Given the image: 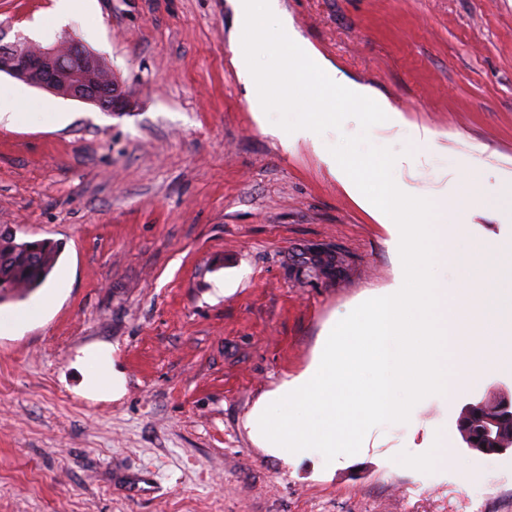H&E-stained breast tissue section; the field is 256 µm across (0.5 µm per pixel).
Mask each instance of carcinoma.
Listing matches in <instances>:
<instances>
[{
    "label": "carcinoma",
    "instance_id": "carcinoma-1",
    "mask_svg": "<svg viewBox=\"0 0 512 512\" xmlns=\"http://www.w3.org/2000/svg\"><path fill=\"white\" fill-rule=\"evenodd\" d=\"M60 254L58 244L47 239L0 242V303L21 300L41 287Z\"/></svg>",
    "mask_w": 512,
    "mask_h": 512
}]
</instances>
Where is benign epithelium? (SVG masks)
Listing matches in <instances>:
<instances>
[{
  "instance_id": "7a95c632",
  "label": "benign epithelium",
  "mask_w": 512,
  "mask_h": 512,
  "mask_svg": "<svg viewBox=\"0 0 512 512\" xmlns=\"http://www.w3.org/2000/svg\"><path fill=\"white\" fill-rule=\"evenodd\" d=\"M0 73L55 95L115 112L129 104L116 80L102 76L100 58L84 55L80 67L69 66L56 48L32 52L20 44L5 43L0 35ZM461 444L486 455L512 454V395L502 392L491 403L480 399L459 414Z\"/></svg>"
}]
</instances>
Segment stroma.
Segmentation results:
<instances>
[{
    "mask_svg": "<svg viewBox=\"0 0 512 512\" xmlns=\"http://www.w3.org/2000/svg\"><path fill=\"white\" fill-rule=\"evenodd\" d=\"M54 0H0V26L70 37L131 93L124 112L0 74L21 115L0 122V226L62 247L54 306L0 334V512H512V455L462 447L463 406L512 390L489 369L409 426L322 466L258 448L243 422L304 371L329 326L393 279L387 234L319 145L255 121L231 0H94L56 26ZM299 35L436 142L375 125L370 140L485 192L472 241L512 233V0H280ZM117 391H97L98 354ZM426 454L427 467L404 465ZM477 483L464 487L462 474Z\"/></svg>",
    "mask_w": 512,
    "mask_h": 512,
    "instance_id": "35a3bbf8",
    "label": "stroma"
}]
</instances>
